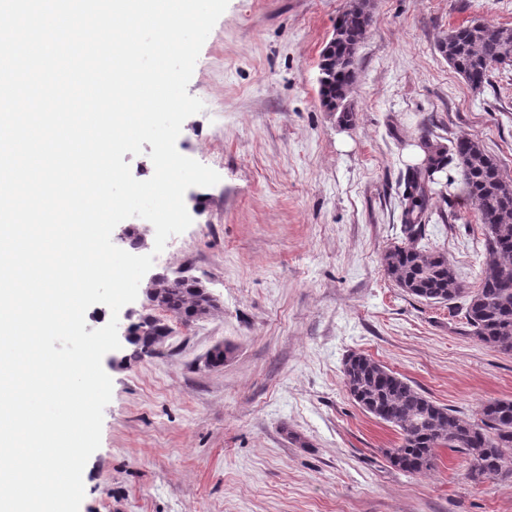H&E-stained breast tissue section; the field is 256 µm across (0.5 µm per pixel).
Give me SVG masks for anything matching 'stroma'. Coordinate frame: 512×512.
Masks as SVG:
<instances>
[{"label": "stroma", "mask_w": 512, "mask_h": 512, "mask_svg": "<svg viewBox=\"0 0 512 512\" xmlns=\"http://www.w3.org/2000/svg\"><path fill=\"white\" fill-rule=\"evenodd\" d=\"M350 0H229L202 46L178 151L221 180L189 188L192 224L154 259L219 299L155 353L129 344L113 383L80 512H512V480L472 483L463 456L410 475L384 455L394 428L363 412L342 366L363 353L465 418L512 398V355L465 331L456 309L389 279L405 242V182L422 138L478 141L512 180V66L471 89L441 56L449 29L512 28V0H373L357 51L350 122L318 95L319 55ZM485 230L453 184L415 241L463 288L486 261ZM231 345L219 368L203 363Z\"/></svg>", "instance_id": "1"}]
</instances>
